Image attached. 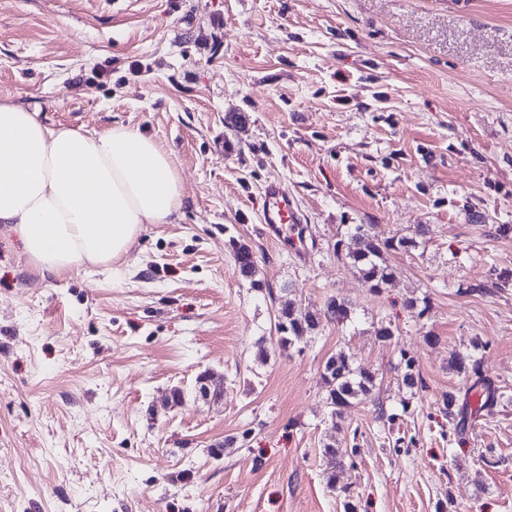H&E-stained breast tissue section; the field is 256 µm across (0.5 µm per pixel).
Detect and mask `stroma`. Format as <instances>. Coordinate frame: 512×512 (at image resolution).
Instances as JSON below:
<instances>
[{
    "instance_id": "stroma-1",
    "label": "stroma",
    "mask_w": 512,
    "mask_h": 512,
    "mask_svg": "<svg viewBox=\"0 0 512 512\" xmlns=\"http://www.w3.org/2000/svg\"><path fill=\"white\" fill-rule=\"evenodd\" d=\"M0 98L141 129L185 199L108 271L40 272L0 225V512H512V282L489 284L512 274V0H0ZM230 112L250 116L234 137ZM271 182L303 244L261 224ZM351 224L429 232L387 253L376 293L334 253ZM332 295L350 321L278 346L282 304ZM475 340L501 397L459 428L448 358ZM340 351L377 387L335 421L321 373ZM403 352L422 389L401 387ZM206 371L219 401L194 398ZM230 242L238 274L245 279H249L254 287H259L260 283L255 279L258 272L257 260L252 248L234 239L230 240Z\"/></svg>"
}]
</instances>
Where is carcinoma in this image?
Masks as SVG:
<instances>
[{"mask_svg": "<svg viewBox=\"0 0 512 512\" xmlns=\"http://www.w3.org/2000/svg\"><path fill=\"white\" fill-rule=\"evenodd\" d=\"M353 247L341 249L342 241H336L334 250L339 260H350L359 268L363 278L371 284L372 291L379 293L381 288L390 284L394 272L383 259L384 253L400 248L417 246L416 237L427 234L428 228L419 224L413 237H386L377 230L375 224H354L349 228ZM235 268L238 274L251 281L255 287H260L256 279L258 272L256 256L252 248L238 241H231ZM351 318L350 308L343 299L330 296L321 309L310 311L291 302L280 307L275 315L274 329L276 341L282 348H291L303 340L312 337L321 327L329 324H343ZM399 364L402 366V383L414 389L424 387L418 373L415 372V362L406 353H400ZM448 366L450 369L470 380V389L480 390L484 398L481 408L490 410L498 400L497 392L490 380L483 374L480 361L470 350L454 351L451 353ZM323 384L326 390V402L331 408V416L339 417L353 402L364 400L372 395L376 386L375 373L366 367L355 365L353 360L343 351L330 356L323 368ZM448 407V416L460 417L459 423H465L468 414V401L458 402L457 396L450 392L444 398ZM327 459V483L336 484V468L341 463L336 461V449L331 444L325 446Z\"/></svg>", "mask_w": 512, "mask_h": 512, "instance_id": "1", "label": "carcinoma"}]
</instances>
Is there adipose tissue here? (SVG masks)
<instances>
[{"instance_id": "1", "label": "adipose tissue", "mask_w": 512, "mask_h": 512, "mask_svg": "<svg viewBox=\"0 0 512 512\" xmlns=\"http://www.w3.org/2000/svg\"><path fill=\"white\" fill-rule=\"evenodd\" d=\"M183 203L172 155L140 129L50 126L0 101V224L37 270L111 268L144 225L172 223Z\"/></svg>"}]
</instances>
